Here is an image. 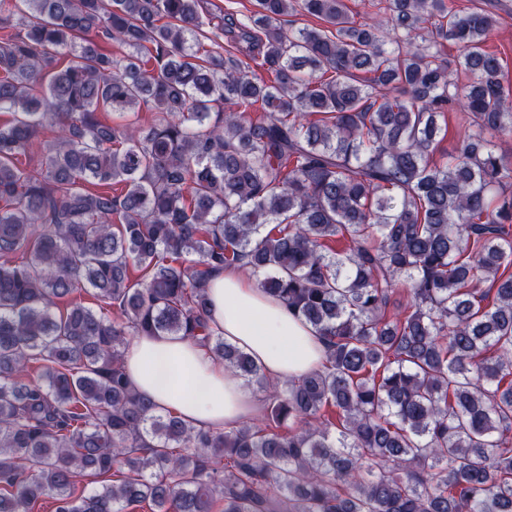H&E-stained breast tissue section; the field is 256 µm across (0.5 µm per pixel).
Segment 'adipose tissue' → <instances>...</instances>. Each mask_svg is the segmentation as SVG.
Masks as SVG:
<instances>
[{"instance_id": "ef3b65f1", "label": "adipose tissue", "mask_w": 512, "mask_h": 512, "mask_svg": "<svg viewBox=\"0 0 512 512\" xmlns=\"http://www.w3.org/2000/svg\"><path fill=\"white\" fill-rule=\"evenodd\" d=\"M210 322L225 342L249 353L273 379H294L324 367L326 347L313 327L243 270L213 272ZM125 371L144 398L197 428L225 429L258 421L264 405L204 347L157 334L130 337Z\"/></svg>"}]
</instances>
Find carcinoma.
Masks as SVG:
<instances>
[{"mask_svg": "<svg viewBox=\"0 0 512 512\" xmlns=\"http://www.w3.org/2000/svg\"><path fill=\"white\" fill-rule=\"evenodd\" d=\"M202 2L0 0V512H512V158L492 141L512 133V86L486 49L495 14ZM102 105L156 118L107 125ZM448 112L468 132L440 164ZM219 268L304 318L324 368L273 380L225 342L206 292ZM78 288L99 310L56 315ZM139 332L205 347L263 394L265 424L211 432L154 410L122 369Z\"/></svg>", "mask_w": 512, "mask_h": 512, "instance_id": "obj_1", "label": "carcinoma"}]
</instances>
